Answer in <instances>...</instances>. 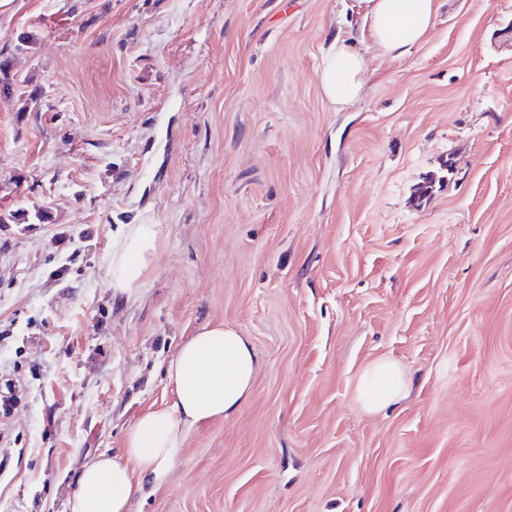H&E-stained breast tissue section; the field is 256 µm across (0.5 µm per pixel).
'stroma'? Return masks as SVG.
I'll return each instance as SVG.
<instances>
[{
	"label": "stroma",
	"instance_id": "stroma-1",
	"mask_svg": "<svg viewBox=\"0 0 512 512\" xmlns=\"http://www.w3.org/2000/svg\"><path fill=\"white\" fill-rule=\"evenodd\" d=\"M0 48V512H64L218 323L250 395L133 512H512V0H437L399 58L357 0H0ZM124 224L160 230L128 293ZM380 358L411 385L369 414ZM366 67L364 52L341 39L333 42L323 58L319 79L324 96L337 111L360 98Z\"/></svg>",
	"mask_w": 512,
	"mask_h": 512
}]
</instances>
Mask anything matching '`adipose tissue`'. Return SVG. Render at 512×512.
Returning <instances> with one entry per match:
<instances>
[{
    "mask_svg": "<svg viewBox=\"0 0 512 512\" xmlns=\"http://www.w3.org/2000/svg\"><path fill=\"white\" fill-rule=\"evenodd\" d=\"M370 42L384 53L402 57L430 31L436 0H359ZM367 67L364 52L336 40L325 54L319 79L336 109L357 101ZM154 224H129L112 243L109 281L121 292L139 287L156 252ZM260 360L246 336L221 323L198 329L181 344L168 367L173 402L141 414L128 430L121 457L103 453L77 475L78 490L70 512H132L134 480L162 487L176 464L188 431L199 424L236 414L246 402ZM409 380L396 361L382 358L361 373L357 394L363 408L381 412L405 398Z\"/></svg>",
    "mask_w": 512,
    "mask_h": 512,
    "instance_id": "adipose-tissue-1",
    "label": "adipose tissue"
}]
</instances>
